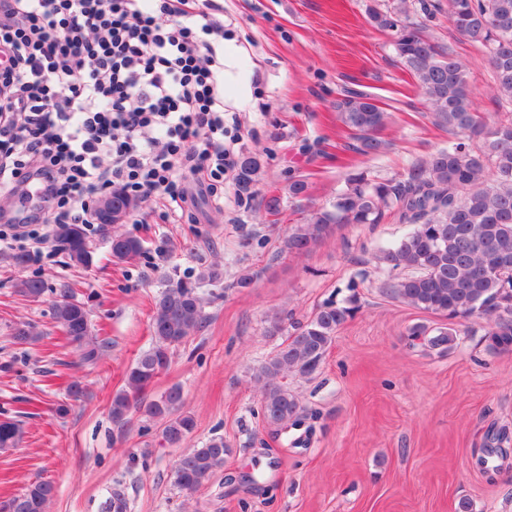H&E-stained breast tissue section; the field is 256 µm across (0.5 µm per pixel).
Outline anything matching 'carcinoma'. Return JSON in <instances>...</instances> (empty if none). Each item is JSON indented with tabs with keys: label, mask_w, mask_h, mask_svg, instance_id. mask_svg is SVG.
I'll return each instance as SVG.
<instances>
[{
	"label": "carcinoma",
	"mask_w": 512,
	"mask_h": 512,
	"mask_svg": "<svg viewBox=\"0 0 512 512\" xmlns=\"http://www.w3.org/2000/svg\"><path fill=\"white\" fill-rule=\"evenodd\" d=\"M440 9L426 0H397L392 6L369 7L372 25L391 37L401 59L429 107L432 123L452 140L406 173L386 179L352 167L344 186L328 207L309 213L284 242L290 253L303 254L333 232L337 224H379L394 214L411 231L380 250L377 259L399 274L385 284L391 299L422 312L448 319L446 327L416 324L407 329L410 340H421L446 353L457 345V322L482 320L487 347L495 353L512 352V117L488 122L473 110L467 65L449 49L427 38L412 14ZM448 18L454 29L488 56L493 74L490 88L496 104L512 106V0H448ZM338 120L352 135V150L368 157L382 152L388 142L379 137L389 113L374 96L346 92L336 99ZM261 168L258 155L239 163L237 183L247 191ZM56 251L70 263L88 266L93 248L83 224H57L52 231ZM112 257L125 261L141 251L131 236L111 238ZM223 270L212 264L194 280L179 279L155 299L152 345L128 369L125 386L112 398V422L122 423L131 409L163 422L170 445L186 442L195 430L193 415L184 410L181 388L174 386L158 399L145 401V387L171 361V350L196 332L205 321L204 301L197 288L221 281ZM17 292L41 299L45 282L35 276L18 281ZM53 317L65 339L76 347L83 363L94 364L112 344L92 333L87 305L62 288L52 300ZM355 308L335 301L321 304L306 323L297 326L257 369L261 384L259 414L271 427L301 425L304 407L283 382L289 376L308 378L317 372L336 331ZM21 436L17 420H0V450L15 447ZM229 448L214 437L178 460L175 484L195 491L224 466ZM56 487L36 480L26 489L0 501V512H47Z\"/></svg>",
	"instance_id": "cac0c4a2"
}]
</instances>
